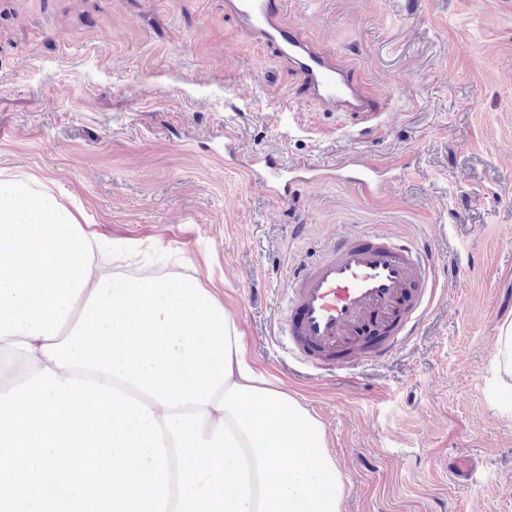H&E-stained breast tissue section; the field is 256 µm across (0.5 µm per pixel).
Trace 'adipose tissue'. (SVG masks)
Segmentation results:
<instances>
[{
    "mask_svg": "<svg viewBox=\"0 0 512 512\" xmlns=\"http://www.w3.org/2000/svg\"><path fill=\"white\" fill-rule=\"evenodd\" d=\"M93 238L76 214L29 178L0 176V392L50 361L47 344L67 339L92 290ZM490 398L512 390V320L494 338Z\"/></svg>",
    "mask_w": 512,
    "mask_h": 512,
    "instance_id": "ef3b65f1",
    "label": "adipose tissue"
}]
</instances>
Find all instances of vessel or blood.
<instances>
[{
    "instance_id": "1",
    "label": "vessel or blood",
    "mask_w": 512,
    "mask_h": 512,
    "mask_svg": "<svg viewBox=\"0 0 512 512\" xmlns=\"http://www.w3.org/2000/svg\"><path fill=\"white\" fill-rule=\"evenodd\" d=\"M251 40L270 47L297 72L300 83L291 99L318 101L325 109L377 125L385 99L363 84L356 67L314 48L283 18L284 0H224ZM347 181L372 194L380 185L377 166L350 154L338 164ZM247 168L252 181L281 199L293 197L305 183L327 177V169L289 164L255 155ZM287 304L281 333L291 354L318 370L348 369L375 362L410 342L436 293L431 256L414 242L383 231L332 239L309 262L286 278ZM478 469L469 456L448 460V476L457 484L472 481Z\"/></svg>"
}]
</instances>
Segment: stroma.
<instances>
[{"mask_svg": "<svg viewBox=\"0 0 512 512\" xmlns=\"http://www.w3.org/2000/svg\"><path fill=\"white\" fill-rule=\"evenodd\" d=\"M286 22L390 102L361 130L312 100L224 0H0V174L34 177L97 239L103 274L168 271L224 299L248 362L324 424L342 512H512V416L486 390L512 319V0H286ZM238 144L224 154V135ZM387 168L282 201L258 153ZM422 242L442 281L410 344L318 375L277 338L285 275L327 238ZM475 457L469 487L448 456Z\"/></svg>", "mask_w": 512, "mask_h": 512, "instance_id": "35a3bbf8", "label": "stroma"}]
</instances>
